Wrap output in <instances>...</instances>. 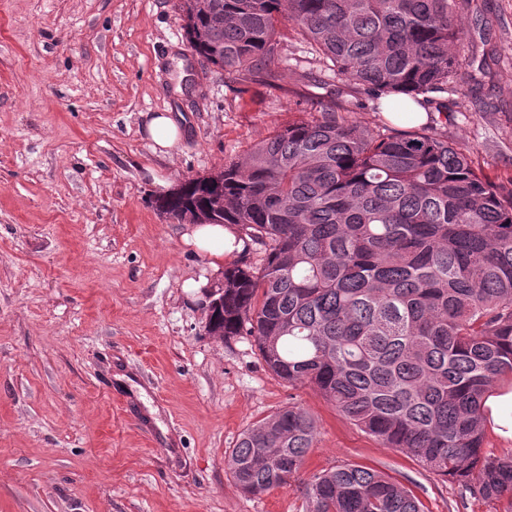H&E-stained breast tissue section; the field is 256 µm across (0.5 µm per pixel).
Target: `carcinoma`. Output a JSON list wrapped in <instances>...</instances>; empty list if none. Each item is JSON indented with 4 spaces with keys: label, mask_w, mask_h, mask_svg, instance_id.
Listing matches in <instances>:
<instances>
[{
    "label": "carcinoma",
    "mask_w": 512,
    "mask_h": 512,
    "mask_svg": "<svg viewBox=\"0 0 512 512\" xmlns=\"http://www.w3.org/2000/svg\"><path fill=\"white\" fill-rule=\"evenodd\" d=\"M463 0H180L190 49L234 81L279 80L283 28L377 100L443 104L465 39ZM331 100L240 160L155 202L233 225L265 248L224 270L223 336L254 338L268 369L310 383L360 431L470 497L512 512V450L484 449L496 386H512V188L436 129L371 128ZM317 422L296 404L241 433L227 466L258 496L290 485ZM307 512H423L387 474H314Z\"/></svg>",
    "instance_id": "carcinoma-1"
}]
</instances>
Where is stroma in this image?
Listing matches in <instances>:
<instances>
[{"instance_id":"1","label":"stroma","mask_w":512,"mask_h":512,"mask_svg":"<svg viewBox=\"0 0 512 512\" xmlns=\"http://www.w3.org/2000/svg\"><path fill=\"white\" fill-rule=\"evenodd\" d=\"M464 18L476 52L439 128L505 183L512 0H470ZM279 70L227 83L193 55L179 0H0V512H306L297 487L248 496L226 466L291 402L318 425L301 479L358 464L424 512H502L288 386L252 337L205 335L186 283L218 274L156 210L158 184L222 169L347 86L292 38ZM310 72L322 84L296 101ZM151 112L186 120L171 154L143 131Z\"/></svg>"}]
</instances>
